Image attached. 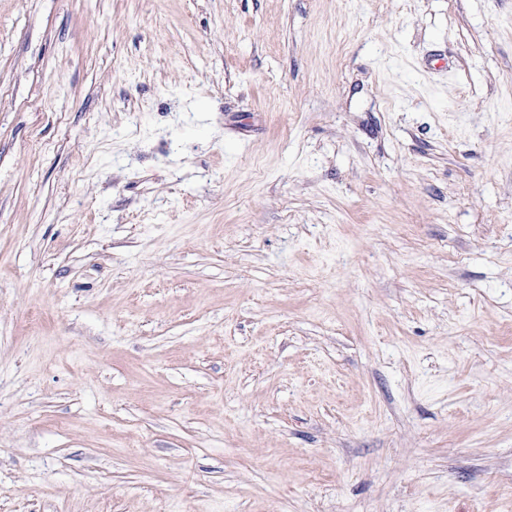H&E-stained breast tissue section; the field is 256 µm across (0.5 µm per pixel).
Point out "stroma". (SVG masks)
Instances as JSON below:
<instances>
[{"label":"stroma","instance_id":"obj_1","mask_svg":"<svg viewBox=\"0 0 512 512\" xmlns=\"http://www.w3.org/2000/svg\"><path fill=\"white\" fill-rule=\"evenodd\" d=\"M0 512H512V0H0Z\"/></svg>","mask_w":512,"mask_h":512}]
</instances>
